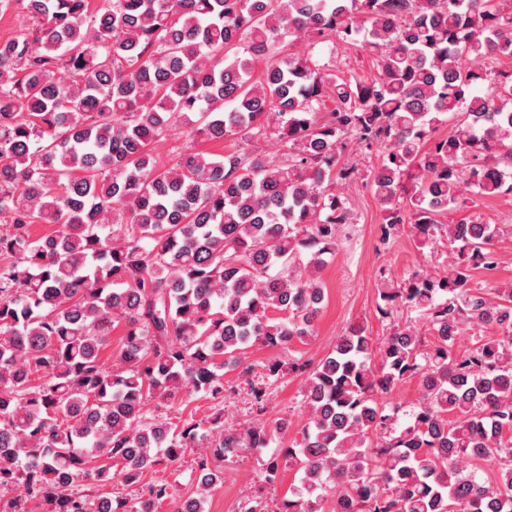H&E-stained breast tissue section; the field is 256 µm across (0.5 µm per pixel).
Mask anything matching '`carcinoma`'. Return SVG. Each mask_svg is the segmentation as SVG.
I'll return each mask as SVG.
<instances>
[{
	"label": "carcinoma",
	"mask_w": 512,
	"mask_h": 512,
	"mask_svg": "<svg viewBox=\"0 0 512 512\" xmlns=\"http://www.w3.org/2000/svg\"><path fill=\"white\" fill-rule=\"evenodd\" d=\"M27 25L0 39V512H204L212 462L267 448L266 387L309 370L299 485L276 512H512V284L471 287L497 264L500 225L440 217L512 193V8L504 0H0ZM361 41L368 80L329 73L290 42ZM264 68L256 70L257 61ZM334 107L324 108L325 100ZM445 136H434L442 123ZM186 129L168 167L155 145ZM273 136L282 153L223 156L208 142ZM382 149L371 188L382 243L411 226L445 237L450 269L379 291L418 312L382 342L352 325L310 368L264 366L255 345L314 335L319 273L353 216L351 145ZM35 224L55 230L32 235ZM116 363L101 350L118 325ZM476 336L464 351L456 338ZM238 370L256 418L171 432L160 401L224 397ZM408 378L399 414L385 396ZM204 446L196 496L150 484L133 503L96 494ZM21 485L24 498H7ZM419 397V388L415 379H407L395 387L387 396L388 405L401 406L408 409Z\"/></svg>",
	"instance_id": "obj_1"
}]
</instances>
